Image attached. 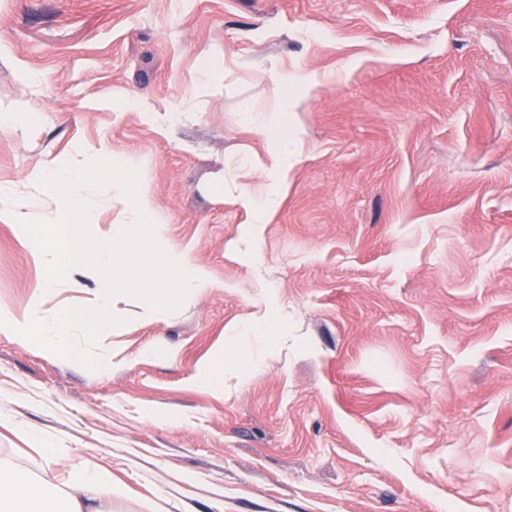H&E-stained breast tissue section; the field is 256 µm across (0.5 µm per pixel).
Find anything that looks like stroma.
Returning <instances> with one entry per match:
<instances>
[{"instance_id":"stroma-1","label":"stroma","mask_w":512,"mask_h":512,"mask_svg":"<svg viewBox=\"0 0 512 512\" xmlns=\"http://www.w3.org/2000/svg\"><path fill=\"white\" fill-rule=\"evenodd\" d=\"M283 71L305 148L256 232L242 114ZM103 151L214 286L122 296L94 371L0 327V462L59 491L94 464L104 512H512V0H0V317L98 297L46 290L21 223ZM262 313L287 332L244 334Z\"/></svg>"}]
</instances>
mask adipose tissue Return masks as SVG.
<instances>
[{
  "mask_svg": "<svg viewBox=\"0 0 512 512\" xmlns=\"http://www.w3.org/2000/svg\"><path fill=\"white\" fill-rule=\"evenodd\" d=\"M300 81L297 75L281 76L275 110L243 114L245 122L254 126L270 146L269 160L260 171L265 192L258 195L245 189L239 194L241 206L250 211L256 227L264 224L276 208L280 188L288 180L289 161L301 151L302 133L288 125V113L295 104L288 88ZM112 493L111 484L90 465L77 470L60 495L24 473L0 467V512H100L99 501L111 498Z\"/></svg>",
  "mask_w": 512,
  "mask_h": 512,
  "instance_id": "adipose-tissue-1",
  "label": "adipose tissue"
}]
</instances>
